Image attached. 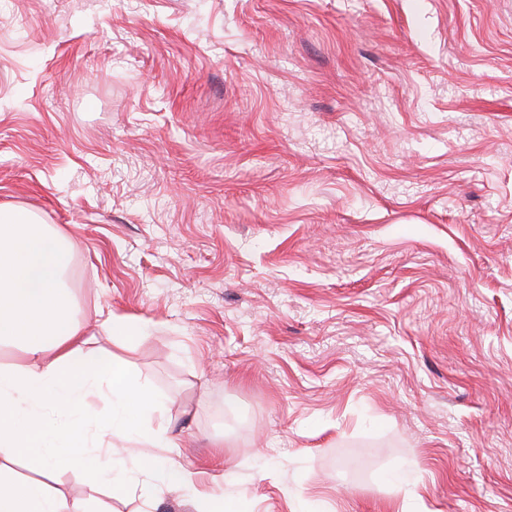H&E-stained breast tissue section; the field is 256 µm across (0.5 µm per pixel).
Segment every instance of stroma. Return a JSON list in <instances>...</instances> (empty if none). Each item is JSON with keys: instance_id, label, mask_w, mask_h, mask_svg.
<instances>
[{"instance_id": "1", "label": "stroma", "mask_w": 512, "mask_h": 512, "mask_svg": "<svg viewBox=\"0 0 512 512\" xmlns=\"http://www.w3.org/2000/svg\"><path fill=\"white\" fill-rule=\"evenodd\" d=\"M0 204L199 475L99 512H512V0H0Z\"/></svg>"}]
</instances>
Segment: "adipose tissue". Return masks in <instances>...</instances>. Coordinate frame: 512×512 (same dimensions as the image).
I'll return each mask as SVG.
<instances>
[{"label":"adipose tissue","mask_w":512,"mask_h":512,"mask_svg":"<svg viewBox=\"0 0 512 512\" xmlns=\"http://www.w3.org/2000/svg\"><path fill=\"white\" fill-rule=\"evenodd\" d=\"M69 260L64 233L26 209L0 207V343L25 358L0 365V512H92L91 499L67 500L47 474L110 457L116 436L175 445L165 423L148 422L160 409L157 396L132 385L122 359L92 350L65 283ZM104 393L110 413L100 430L88 431L86 409ZM23 459L41 477L16 479Z\"/></svg>","instance_id":"ef3b65f1"}]
</instances>
